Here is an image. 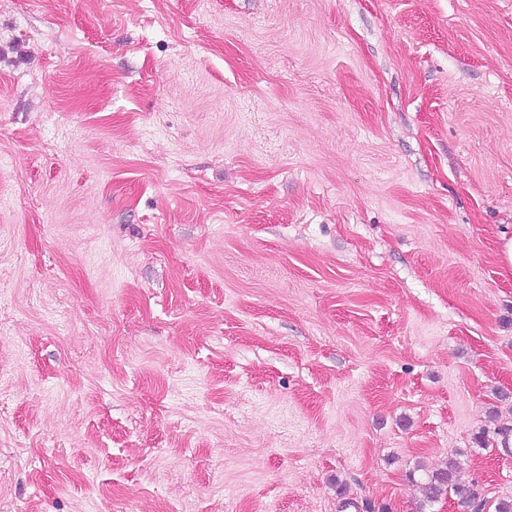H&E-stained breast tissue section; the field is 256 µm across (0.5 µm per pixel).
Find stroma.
I'll return each mask as SVG.
<instances>
[{"instance_id":"35a3bbf8","label":"stroma","mask_w":512,"mask_h":512,"mask_svg":"<svg viewBox=\"0 0 512 512\" xmlns=\"http://www.w3.org/2000/svg\"><path fill=\"white\" fill-rule=\"evenodd\" d=\"M512 0H0V512L512 499ZM458 463L449 459L443 467L437 469L431 474H427L426 478L420 482L422 490V506L421 512L425 511L426 506H431L433 503L438 502L443 496H449L452 492L457 497L476 503L480 496L473 488L469 485L462 484L458 478ZM486 504L483 500H479L478 509L475 512H482Z\"/></svg>"}]
</instances>
